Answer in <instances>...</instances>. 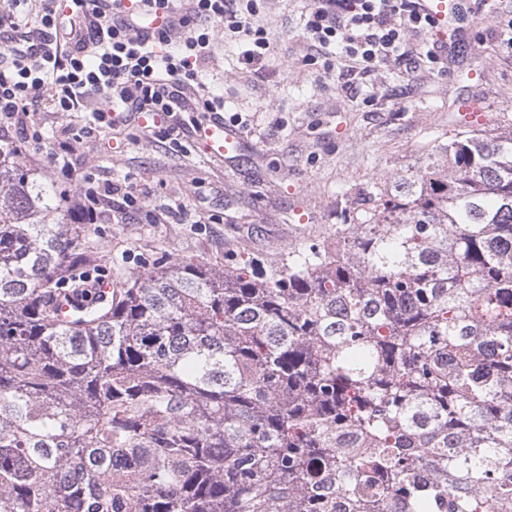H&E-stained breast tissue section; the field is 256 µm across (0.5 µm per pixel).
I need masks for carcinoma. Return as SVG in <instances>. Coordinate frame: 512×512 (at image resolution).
Instances as JSON below:
<instances>
[{
  "instance_id": "1",
  "label": "carcinoma",
  "mask_w": 512,
  "mask_h": 512,
  "mask_svg": "<svg viewBox=\"0 0 512 512\" xmlns=\"http://www.w3.org/2000/svg\"><path fill=\"white\" fill-rule=\"evenodd\" d=\"M17 156L0 512H512V126L432 138L277 264H152L67 311L103 255Z\"/></svg>"
}]
</instances>
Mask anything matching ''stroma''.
Masks as SVG:
<instances>
[{
	"label": "stroma",
	"instance_id": "1",
	"mask_svg": "<svg viewBox=\"0 0 512 512\" xmlns=\"http://www.w3.org/2000/svg\"><path fill=\"white\" fill-rule=\"evenodd\" d=\"M309 0H260L255 22L269 34L264 62L246 64L237 37L224 36L199 76L224 101V122L250 144L242 155L215 159L190 131L203 115L117 131L100 123L105 95L86 110L55 112L37 104V121L16 139L18 160L34 174L57 218L70 223L71 199L88 185L133 186L145 210L118 212L92 225L112 285L133 284L149 262H204L220 268L230 254L268 262L290 246L330 235L356 189L412 167L431 134L460 130L455 104L479 99L486 131L512 123V0H488L457 49L415 75L380 65L369 76L325 69L304 39ZM66 173L53 177L50 163ZM303 207L307 223L294 213Z\"/></svg>",
	"mask_w": 512,
	"mask_h": 512
}]
</instances>
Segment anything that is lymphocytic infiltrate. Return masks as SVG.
I'll use <instances>...</instances> for the list:
<instances>
[{
	"label": "lymphocytic infiltrate",
	"instance_id": "obj_1",
	"mask_svg": "<svg viewBox=\"0 0 512 512\" xmlns=\"http://www.w3.org/2000/svg\"><path fill=\"white\" fill-rule=\"evenodd\" d=\"M27 2L0 0V26L14 31L0 51V139L26 133L42 99L56 111L78 112L87 95L106 94L103 121L114 112L164 121L179 112H218L222 100L193 89L217 38L230 33L246 41L250 63L263 62L271 49L266 30L255 24L257 0H112L109 12L96 0H71L65 27L55 11L31 13L40 32L67 33L31 54L30 34L16 21ZM430 28L418 0H313L305 37L323 48L342 44L351 72L367 75L391 61L417 69L421 59L406 51V37ZM142 207L129 186L89 187L72 200L73 218L82 224Z\"/></svg>",
	"mask_w": 512,
	"mask_h": 512
}]
</instances>
